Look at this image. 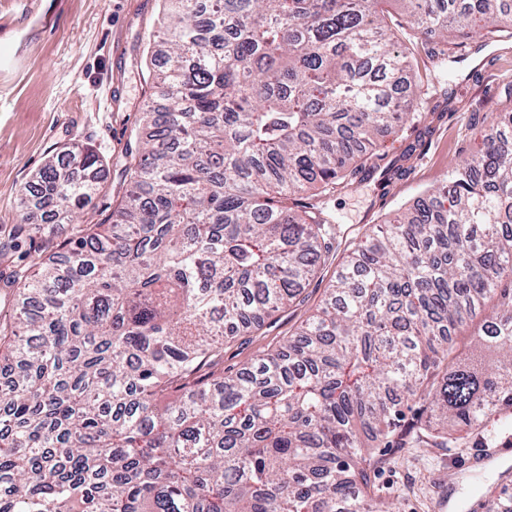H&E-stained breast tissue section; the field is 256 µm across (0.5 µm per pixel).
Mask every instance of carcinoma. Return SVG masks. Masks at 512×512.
<instances>
[{
    "label": "carcinoma",
    "instance_id": "carcinoma-1",
    "mask_svg": "<svg viewBox=\"0 0 512 512\" xmlns=\"http://www.w3.org/2000/svg\"><path fill=\"white\" fill-rule=\"evenodd\" d=\"M390 0H163L162 103L118 207L17 274L0 325V512H391L371 487L412 437L512 424V139L446 194L377 224L299 331L233 375L224 341L292 303L321 263L324 198L416 101ZM415 30L512 29V0H397ZM89 178L29 193L61 223ZM484 316L479 354L452 357ZM481 322L479 319H476L469 323L466 327L462 329L457 334V338L455 340V353L461 359H466L470 356L471 350L473 348V336H477L480 331Z\"/></svg>",
    "mask_w": 512,
    "mask_h": 512
}]
</instances>
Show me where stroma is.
<instances>
[{"mask_svg": "<svg viewBox=\"0 0 512 512\" xmlns=\"http://www.w3.org/2000/svg\"><path fill=\"white\" fill-rule=\"evenodd\" d=\"M161 19V0H0V323L16 307L15 272L78 237L95 223L97 206L121 198L126 151L147 135L143 114L151 106L153 71L145 59ZM398 37L415 64L420 101L394 133L378 137L348 187L325 199L334 232L326 262L300 297L265 319L252 333L224 345L231 374L294 334L322 305L336 271L372 225L441 186L451 166L475 152L498 127L512 123V38L507 33L459 38L454 62L441 61L435 38ZM82 146L100 159L93 208L79 223L47 219L25 223L32 201L25 188L49 158ZM398 160L402 173L383 180L381 168ZM512 428L488 421L448 447L422 443L387 448L372 473L374 491L392 512H483V494L512 491V453L499 448ZM496 449L495 457L464 468L470 453Z\"/></svg>", "mask_w": 512, "mask_h": 512, "instance_id": "35a3bbf8", "label": "stroma"}]
</instances>
